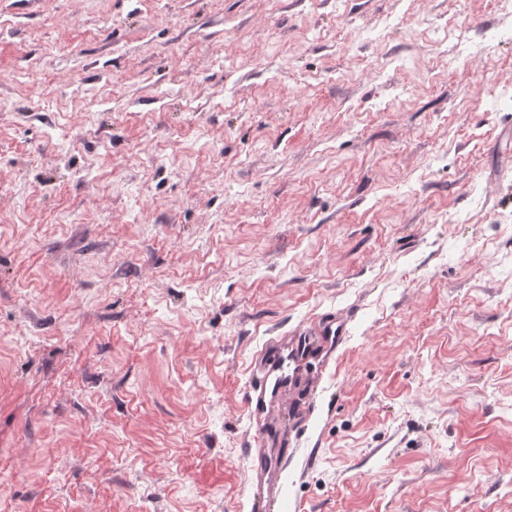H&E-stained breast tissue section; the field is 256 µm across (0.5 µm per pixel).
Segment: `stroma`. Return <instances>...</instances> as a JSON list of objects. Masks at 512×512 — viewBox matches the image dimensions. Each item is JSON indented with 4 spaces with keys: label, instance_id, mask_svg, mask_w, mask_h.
I'll use <instances>...</instances> for the list:
<instances>
[{
    "label": "stroma",
    "instance_id": "stroma-1",
    "mask_svg": "<svg viewBox=\"0 0 512 512\" xmlns=\"http://www.w3.org/2000/svg\"><path fill=\"white\" fill-rule=\"evenodd\" d=\"M510 124L499 0H0L9 512H512ZM279 357L266 364L262 376L255 384H252L246 393V403L252 415L266 413L286 379L284 365L288 361V369L291 366L298 367L300 363L311 355V350L304 344L291 341L279 347ZM280 362V363H279ZM282 468H275L273 471L260 466L252 473L251 483L254 489V498H269L273 492H277L280 482Z\"/></svg>",
    "mask_w": 512,
    "mask_h": 512
}]
</instances>
